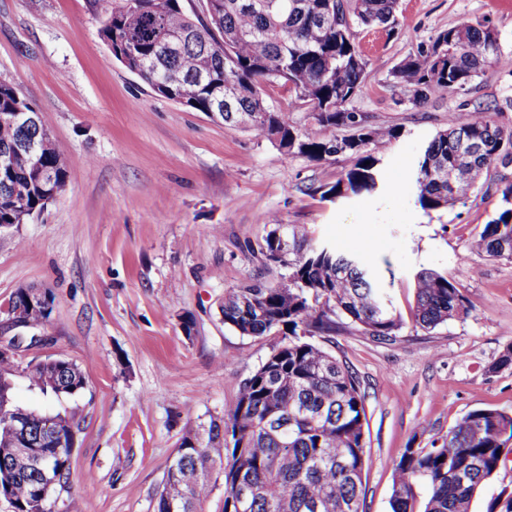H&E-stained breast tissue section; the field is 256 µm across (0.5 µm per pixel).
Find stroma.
Wrapping results in <instances>:
<instances>
[{
	"label": "stroma",
	"instance_id": "stroma-1",
	"mask_svg": "<svg viewBox=\"0 0 512 512\" xmlns=\"http://www.w3.org/2000/svg\"><path fill=\"white\" fill-rule=\"evenodd\" d=\"M109 9L110 0H0V81L41 111L68 157L54 200L0 230V305L20 288L54 296L45 341L20 340L15 401L82 415L70 479L52 491L49 512H154L183 436L223 419L240 382L281 341L239 335L222 313L225 290L279 281L249 250L277 224L358 252L404 320L390 341L351 327L325 344L366 395L365 512H391L404 448L428 446L474 409L512 415V367L489 369L512 345V259L469 246L496 216L512 165L491 168L465 203L437 211L418 206L411 183L422 149L463 108L512 99V0H399L394 34L356 28L370 68L351 107L399 136L378 151L379 188L348 202L319 193L349 168L348 155L287 154L156 95L103 42ZM475 20L497 31L498 56L466 93L413 106L394 69ZM424 268L453 279L467 316L414 326V276ZM57 357L84 374L76 397L53 399L26 377L29 362Z\"/></svg>",
	"mask_w": 512,
	"mask_h": 512
}]
</instances>
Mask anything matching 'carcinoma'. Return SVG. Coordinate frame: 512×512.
<instances>
[{"label":"carcinoma","instance_id":"obj_1","mask_svg":"<svg viewBox=\"0 0 512 512\" xmlns=\"http://www.w3.org/2000/svg\"><path fill=\"white\" fill-rule=\"evenodd\" d=\"M398 0H206L208 21L185 12L180 0H110L100 31L114 59L156 94L196 111L220 112L287 154L316 162L348 152L350 168L322 198L349 199L377 188L375 151L397 137L349 108L369 74V59L353 25L393 32ZM500 51L492 29L466 21L438 33L394 69V78L423 106L443 92L468 90ZM292 85L309 109L317 137L268 103L263 86ZM512 108L480 105L462 112L425 148L415 173L417 203L425 211L468 199L480 175L512 164V133L492 115ZM0 224H19L62 189L67 157L40 112L10 83L0 82ZM348 129L352 134L339 136ZM470 249L512 258V183L501 189L495 218ZM264 262L282 270L275 284L249 283L224 291V325L242 336L283 335L269 357L239 385L234 408L221 421L199 424L182 438L167 467L156 512H200L224 475L222 512H364L365 394L354 373L313 338L353 326L389 339L404 321L356 252L311 243L278 224L257 244ZM412 320L432 329L468 314V302L448 275L423 269L415 276ZM11 302L27 308L43 329L53 310L47 289L20 288ZM15 361L0 359V498L12 512L41 509L40 472L29 469L6 430L24 409L14 401ZM31 385L56 398L74 397L85 378L77 364L54 358L28 366ZM31 447L49 456L57 484L71 475L77 412L27 411ZM512 441V415L480 408L465 414L441 440L407 447L394 464L391 512H470L475 494L497 473Z\"/></svg>","mask_w":512,"mask_h":512}]
</instances>
